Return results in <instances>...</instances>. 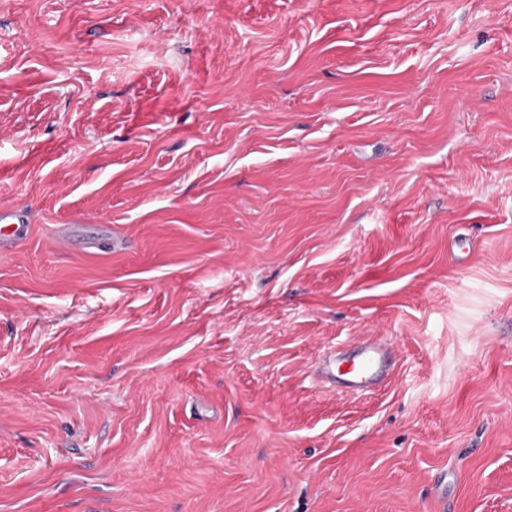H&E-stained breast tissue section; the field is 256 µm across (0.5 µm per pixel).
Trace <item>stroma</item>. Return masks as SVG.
<instances>
[{"mask_svg":"<svg viewBox=\"0 0 512 512\" xmlns=\"http://www.w3.org/2000/svg\"><path fill=\"white\" fill-rule=\"evenodd\" d=\"M0 204V512H512V0H0ZM0 224V255L6 256L27 239V217L20 209L1 205ZM389 350L386 342L368 339L359 346L355 355H341L326 360L323 371L332 378H337V374L345 376L343 380L347 387L354 391H363L380 379ZM344 365L346 367L342 371Z\"/></svg>","mask_w":512,"mask_h":512,"instance_id":"stroma-1","label":"stroma"}]
</instances>
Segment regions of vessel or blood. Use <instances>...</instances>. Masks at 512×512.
Here are the masks:
<instances>
[{
    "label": "vessel or blood",
    "instance_id": "b4317fda",
    "mask_svg": "<svg viewBox=\"0 0 512 512\" xmlns=\"http://www.w3.org/2000/svg\"><path fill=\"white\" fill-rule=\"evenodd\" d=\"M28 237L24 211L12 206H0V255L11 253ZM389 354L384 342L366 340L355 355L336 356L325 361L323 370L329 376H343L347 387L356 391L370 388L378 382Z\"/></svg>",
    "mask_w": 512,
    "mask_h": 512
}]
</instances>
